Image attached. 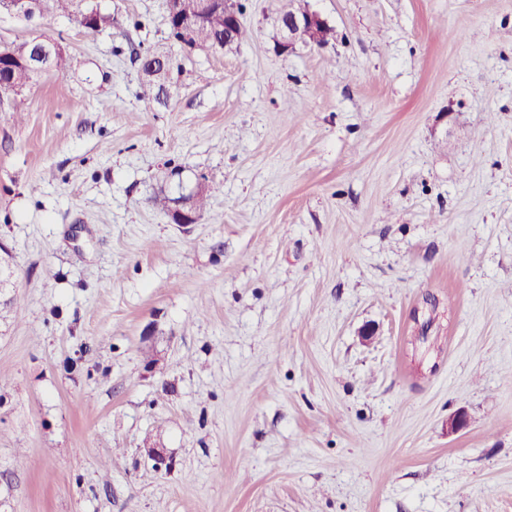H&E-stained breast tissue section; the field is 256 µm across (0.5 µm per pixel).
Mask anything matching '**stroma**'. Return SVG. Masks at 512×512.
I'll list each match as a JSON object with an SVG mask.
<instances>
[{
	"instance_id": "1",
	"label": "stroma",
	"mask_w": 512,
	"mask_h": 512,
	"mask_svg": "<svg viewBox=\"0 0 512 512\" xmlns=\"http://www.w3.org/2000/svg\"><path fill=\"white\" fill-rule=\"evenodd\" d=\"M94 2L0 14L69 56L0 95V512H512V0H308L292 53L289 0L219 53ZM44 16H52L59 11H66L76 4L77 9L70 14V20L78 28L99 31L111 27L114 21L112 14L102 13L92 0H41ZM329 25L316 12H309L304 17H298L290 12L284 13L279 18L280 40L278 47L281 51L292 52L297 46H317L321 35L320 26Z\"/></svg>"
}]
</instances>
